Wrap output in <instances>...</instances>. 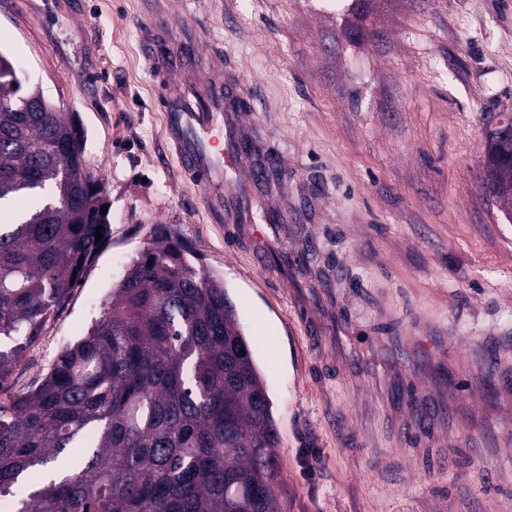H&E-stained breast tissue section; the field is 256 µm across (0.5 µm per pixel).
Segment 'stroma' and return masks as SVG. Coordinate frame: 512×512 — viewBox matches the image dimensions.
Listing matches in <instances>:
<instances>
[{"label":"stroma","mask_w":512,"mask_h":512,"mask_svg":"<svg viewBox=\"0 0 512 512\" xmlns=\"http://www.w3.org/2000/svg\"><path fill=\"white\" fill-rule=\"evenodd\" d=\"M211 38L190 67L249 93L284 224H220L172 157L141 0H0V50L84 129L108 240L24 353V387L101 315L155 225L223 278L279 434L280 512L512 505V223L482 187L512 113V0H159ZM471 377L468 393L454 389ZM432 404L431 425L411 428Z\"/></svg>","instance_id":"35a3bbf8"}]
</instances>
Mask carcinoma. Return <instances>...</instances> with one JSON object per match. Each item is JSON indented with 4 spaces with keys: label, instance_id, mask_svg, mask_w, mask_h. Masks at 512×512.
<instances>
[{
    "label": "carcinoma",
    "instance_id": "cac0c4a2",
    "mask_svg": "<svg viewBox=\"0 0 512 512\" xmlns=\"http://www.w3.org/2000/svg\"><path fill=\"white\" fill-rule=\"evenodd\" d=\"M35 92L0 68V512H277L262 371L223 280L167 224L88 335L6 386L108 237L74 113L33 111ZM482 183L511 219L512 140Z\"/></svg>",
    "mask_w": 512,
    "mask_h": 512
}]
</instances>
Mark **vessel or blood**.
<instances>
[{"label": "vessel or blood", "instance_id": "obj_1", "mask_svg": "<svg viewBox=\"0 0 512 512\" xmlns=\"http://www.w3.org/2000/svg\"><path fill=\"white\" fill-rule=\"evenodd\" d=\"M141 38L146 60L163 82L200 50L194 38L171 37L168 17L160 10L149 15ZM240 95L239 81L228 77L214 79L205 93L183 84L179 98L162 100L166 133L182 170L228 224L252 223L248 199L263 180L261 168L247 164Z\"/></svg>", "mask_w": 512, "mask_h": 512}]
</instances>
